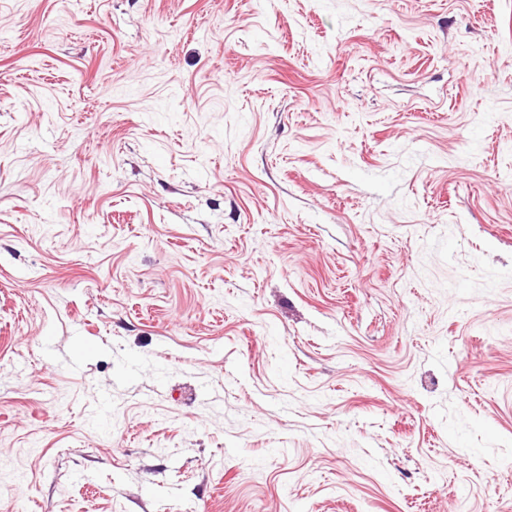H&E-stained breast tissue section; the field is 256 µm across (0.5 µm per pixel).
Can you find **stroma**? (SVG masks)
Instances as JSON below:
<instances>
[{"mask_svg": "<svg viewBox=\"0 0 512 512\" xmlns=\"http://www.w3.org/2000/svg\"><path fill=\"white\" fill-rule=\"evenodd\" d=\"M0 512H512V0H0Z\"/></svg>", "mask_w": 512, "mask_h": 512, "instance_id": "1", "label": "stroma"}]
</instances>
